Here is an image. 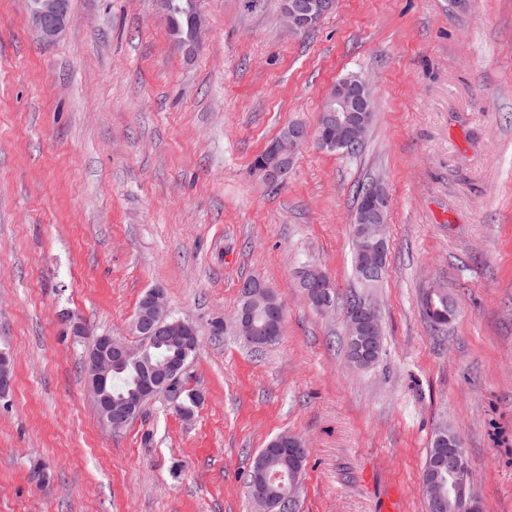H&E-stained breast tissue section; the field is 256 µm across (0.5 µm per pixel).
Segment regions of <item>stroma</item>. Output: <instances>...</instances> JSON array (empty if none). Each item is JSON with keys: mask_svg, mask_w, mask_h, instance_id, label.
Returning a JSON list of instances; mask_svg holds the SVG:
<instances>
[{"mask_svg": "<svg viewBox=\"0 0 512 512\" xmlns=\"http://www.w3.org/2000/svg\"><path fill=\"white\" fill-rule=\"evenodd\" d=\"M197 8L188 55L157 0H70L51 44L25 0H0V512H255L249 471L284 432L309 450L293 512H426L441 427L482 512H512V0H336L302 34L280 0ZM350 74L373 94L362 150L308 144L280 186L252 173ZM373 178L383 353L360 368L344 309H315L299 272L359 292L355 190ZM253 277L285 303L257 351L233 322ZM432 286L455 308L437 329ZM154 288L198 329L184 379L199 404L185 418L158 397L115 432L86 389L88 339L140 345Z\"/></svg>", "mask_w": 512, "mask_h": 512, "instance_id": "1", "label": "stroma"}]
</instances>
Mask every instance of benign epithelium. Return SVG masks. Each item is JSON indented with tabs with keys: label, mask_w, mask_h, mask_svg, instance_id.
Segmentation results:
<instances>
[{
	"label": "benign epithelium",
	"mask_w": 512,
	"mask_h": 512,
	"mask_svg": "<svg viewBox=\"0 0 512 512\" xmlns=\"http://www.w3.org/2000/svg\"><path fill=\"white\" fill-rule=\"evenodd\" d=\"M332 9V0H287L283 9L284 18L293 32L312 27ZM30 18L44 43L56 41L71 20L69 0H31ZM336 101V111L342 116L336 118V125H324L310 130L294 126L288 129L278 148V162L263 164L260 173L267 181L276 180L296 152L314 139L321 145L336 143L358 148L365 140L373 120V98L369 84L365 81L354 84L334 85L329 91ZM387 198L382 184L374 180L357 214L359 224V265L369 278H375L384 268L387 258V236L382 218ZM305 295L318 303L319 310L331 309L323 297V289L331 284L317 266L310 265L301 271ZM244 303L238 310L235 328L246 342H270L275 339L271 326L260 328L256 325L259 314L258 302L268 296L263 282L256 279L243 289ZM147 313L135 321V328L142 336L181 340L185 347L199 344L196 325L189 319L175 317L168 309L164 293L154 289L146 294ZM348 335L353 337L355 347L362 361L370 365L375 361L376 333L380 329L377 308L373 303L357 308L348 319ZM134 364L141 370V388L167 398L174 407L181 408L182 390L171 391L173 384L181 381L185 365L179 360H170L161 366L142 362L140 349L125 344L118 337L104 333L90 344L84 373L87 388L102 422L113 431L124 429L134 418L136 407L132 399L112 397V368ZM440 452L435 457L438 469L448 468V492L434 482L423 483L427 503L434 506V512H481L478 499L471 491L467 462L457 448L458 440L445 431L436 436ZM251 501L262 510L272 512L271 492L264 483L255 482L250 486Z\"/></svg>",
	"instance_id": "benign-epithelium-1"
}]
</instances>
